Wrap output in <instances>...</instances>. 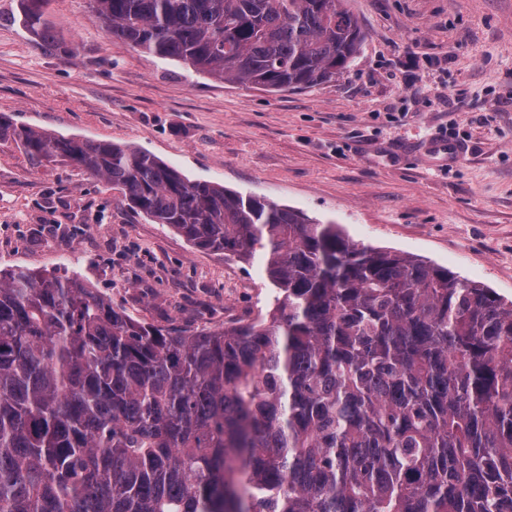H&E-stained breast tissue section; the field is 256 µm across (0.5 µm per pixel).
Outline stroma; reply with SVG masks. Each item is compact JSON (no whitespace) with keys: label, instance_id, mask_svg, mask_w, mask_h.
Returning a JSON list of instances; mask_svg holds the SVG:
<instances>
[{"label":"stroma","instance_id":"35a3bbf8","mask_svg":"<svg viewBox=\"0 0 512 512\" xmlns=\"http://www.w3.org/2000/svg\"><path fill=\"white\" fill-rule=\"evenodd\" d=\"M89 2L52 0L61 45L46 48L0 0V115L136 146L512 299V0H346L366 32L348 72L280 93L141 53ZM14 266L77 276L161 325L260 317L275 299L259 261L196 249L120 187L0 140V269Z\"/></svg>","mask_w":512,"mask_h":512}]
</instances>
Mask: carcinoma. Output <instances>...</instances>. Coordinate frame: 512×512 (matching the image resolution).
I'll return each mask as SVG.
<instances>
[{"mask_svg": "<svg viewBox=\"0 0 512 512\" xmlns=\"http://www.w3.org/2000/svg\"><path fill=\"white\" fill-rule=\"evenodd\" d=\"M92 2L146 54L275 92L336 79L365 39L343 0ZM50 3L19 0L57 47ZM2 138L197 249L259 259L277 296L191 330L0 270V512H512V301L131 145L0 117Z\"/></svg>", "mask_w": 512, "mask_h": 512, "instance_id": "obj_1", "label": "carcinoma"}]
</instances>
